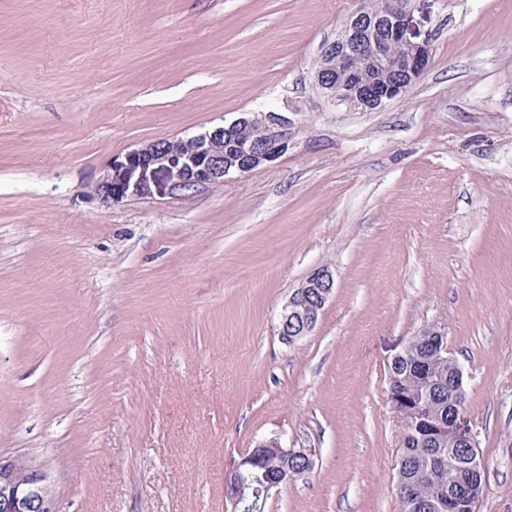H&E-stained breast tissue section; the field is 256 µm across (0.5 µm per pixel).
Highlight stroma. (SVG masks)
<instances>
[{"label": "stroma", "instance_id": "1", "mask_svg": "<svg viewBox=\"0 0 512 512\" xmlns=\"http://www.w3.org/2000/svg\"><path fill=\"white\" fill-rule=\"evenodd\" d=\"M354 0H0V456L48 468L59 512H231L260 440L312 449L265 512H401L387 366L433 323L464 368L512 512V0H415L420 78L382 110L308 84ZM299 134L189 194L108 166L258 109ZM310 336L277 315L310 271ZM334 288V276L328 266L316 267L308 274L280 312L276 331L282 344L292 346L311 335ZM309 298H313V303Z\"/></svg>", "mask_w": 512, "mask_h": 512}]
</instances>
